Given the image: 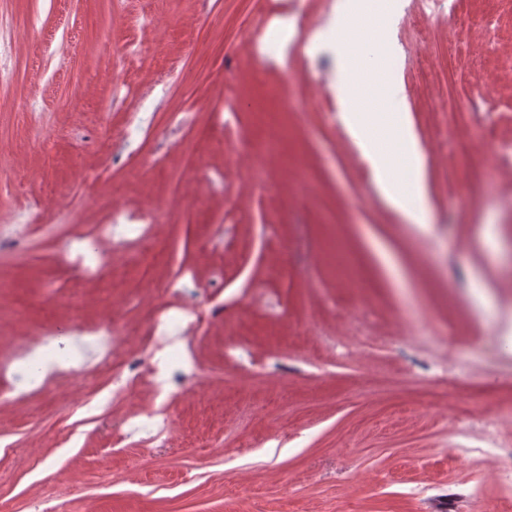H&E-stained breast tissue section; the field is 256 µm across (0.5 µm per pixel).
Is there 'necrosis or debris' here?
I'll return each mask as SVG.
<instances>
[{
  "label": "necrosis or debris",
  "instance_id": "1",
  "mask_svg": "<svg viewBox=\"0 0 512 512\" xmlns=\"http://www.w3.org/2000/svg\"><path fill=\"white\" fill-rule=\"evenodd\" d=\"M94 149L105 162L118 152L127 153L132 159L148 155L142 140L136 139L127 125H104ZM198 169L195 153H186L183 171L171 177L165 198L147 200L135 209L113 206L108 223L94 238L76 237L60 243L58 254L73 282L105 280L118 269L121 257L133 245L170 223L176 215L188 213L189 207L181 191L182 180L184 175ZM55 218L51 206L26 209L18 205L15 193H1L0 244L22 251L31 226L50 224ZM139 288L143 295L160 293L168 299L141 328L143 343L140 347L128 348L130 331L120 308L107 306L98 321L90 326L83 318L80 301L64 297V304L72 311L65 329L40 324L28 326L22 336L15 339L7 362L0 364V370L11 375L10 382L0 385V404L28 399L48 364L53 365L55 373H66L72 387H81L83 364L87 358L95 357L112 383L113 400L130 397L141 383L154 386L158 403L142 417L125 420L124 425L143 435L147 443H168L169 402L189 385L201 384L203 378L199 368L183 370V349L191 337L208 324L209 318L197 307L184 275H174L159 284L146 272L141 276Z\"/></svg>",
  "mask_w": 512,
  "mask_h": 512
}]
</instances>
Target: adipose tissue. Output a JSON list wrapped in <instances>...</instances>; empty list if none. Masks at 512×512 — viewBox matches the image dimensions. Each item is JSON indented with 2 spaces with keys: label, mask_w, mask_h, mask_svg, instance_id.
Instances as JSON below:
<instances>
[{
  "label": "adipose tissue",
  "mask_w": 512,
  "mask_h": 512,
  "mask_svg": "<svg viewBox=\"0 0 512 512\" xmlns=\"http://www.w3.org/2000/svg\"><path fill=\"white\" fill-rule=\"evenodd\" d=\"M363 0H340L334 22L312 42L336 58L338 119L369 166L377 195L405 222L429 230L431 209L425 154L401 93L397 54L389 37L375 38L365 25ZM376 47L388 61L380 75L362 67L361 46Z\"/></svg>",
  "instance_id": "obj_1"
}]
</instances>
